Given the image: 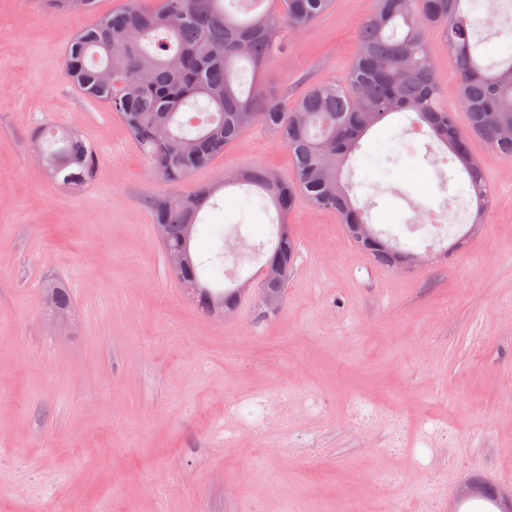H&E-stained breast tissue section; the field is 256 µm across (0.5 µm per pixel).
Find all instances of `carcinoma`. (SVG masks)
Instances as JSON below:
<instances>
[{"label":"carcinoma","mask_w":512,"mask_h":512,"mask_svg":"<svg viewBox=\"0 0 512 512\" xmlns=\"http://www.w3.org/2000/svg\"><path fill=\"white\" fill-rule=\"evenodd\" d=\"M55 12L91 13L95 0H44ZM332 0H273L249 9L245 0H126L108 15L81 28L68 47L64 69L79 92L112 112L125 125L155 173L174 192L150 197L154 223L166 228L164 249L187 256L180 286L192 290L210 312L229 313L239 288H214L215 276L192 251L201 214L220 189L237 187L269 201L280 216L267 262L290 270L297 252L286 216L303 197L312 207L340 217L348 239L376 261L396 267L415 250L397 247V236L374 231L360 239L356 225L366 210L356 203L343 170L364 135L386 117L411 112L413 121L453 155L465 174L477 209L471 226L483 223L488 192L469 139L485 140L512 161V15L493 0H375L361 22L356 56L343 82L323 81L289 105L255 80L288 50L290 36L305 30L331 7ZM495 17L494 34L505 51L490 60L477 23ZM438 27L455 59L458 98L467 127L440 100V78L431 63L426 31ZM253 80L243 88V75ZM255 125L286 147L294 180L282 181L265 168L230 173L214 185L181 190L191 175L224 153ZM52 160L50 178L77 190L98 164L94 148L78 132L58 127L35 135Z\"/></svg>","instance_id":"1"}]
</instances>
